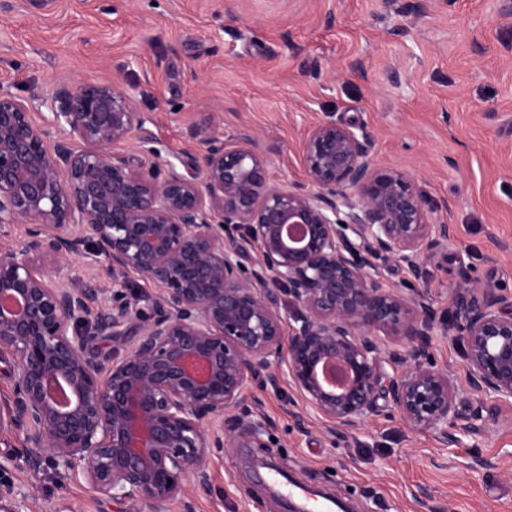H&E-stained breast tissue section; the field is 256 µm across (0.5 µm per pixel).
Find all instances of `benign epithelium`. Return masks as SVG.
Here are the masks:
<instances>
[{
  "label": "benign epithelium",
  "instance_id": "7a95c632",
  "mask_svg": "<svg viewBox=\"0 0 512 512\" xmlns=\"http://www.w3.org/2000/svg\"><path fill=\"white\" fill-rule=\"evenodd\" d=\"M48 108L38 117L0 88V354L14 358L0 435L18 441L0 457V512H35L15 477L42 467L123 512H193L212 449L267 447L266 423L236 413L262 406L256 386L299 397L298 430L317 421L346 439L383 406L458 445L512 406V291L453 289L465 380L438 367L447 323L420 282L450 237L448 204L381 166L364 128L309 129L308 188L292 190L271 183L252 133L226 137L215 118L191 129L196 154L159 164L145 114L115 81L61 80ZM129 144L139 158L121 152ZM75 256L109 283L59 281ZM394 263L410 287L391 284ZM133 275L154 290L146 310ZM462 399L486 413L462 421Z\"/></svg>",
  "mask_w": 512,
  "mask_h": 512
}]
</instances>
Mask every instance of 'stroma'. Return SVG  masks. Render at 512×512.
Instances as JSON below:
<instances>
[{
	"mask_svg": "<svg viewBox=\"0 0 512 512\" xmlns=\"http://www.w3.org/2000/svg\"><path fill=\"white\" fill-rule=\"evenodd\" d=\"M0 0V88L37 111L58 80L112 79L149 118L162 158L196 153L193 126L224 115L270 159L273 183L306 187L302 144L324 120L355 123L378 161L409 171L432 203L447 201L454 233L427 271L434 307L466 279L512 290V14L505 0H452L416 24L386 0ZM275 425L270 465L256 448L208 464L211 489L194 512H283L287 478L354 512H512V407L443 448L392 414L353 439L320 426L301 434L291 390L261 396ZM37 512H118L86 486L44 470L25 485Z\"/></svg>",
	"mask_w": 512,
	"mask_h": 512,
	"instance_id": "obj_1",
	"label": "stroma"
}]
</instances>
